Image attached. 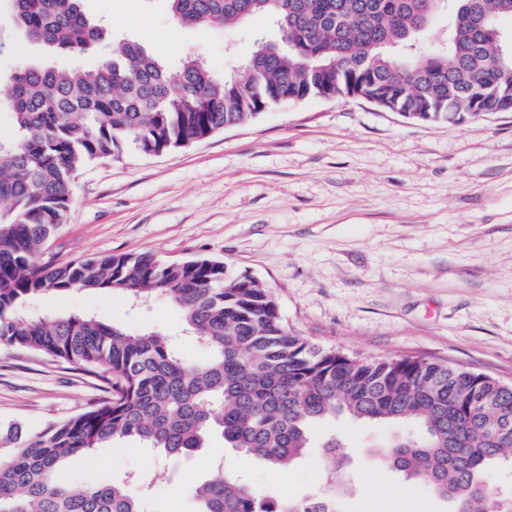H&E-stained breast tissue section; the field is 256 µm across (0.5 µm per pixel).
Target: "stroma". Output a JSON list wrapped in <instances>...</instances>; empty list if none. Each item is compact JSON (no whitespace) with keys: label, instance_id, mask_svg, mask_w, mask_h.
Wrapping results in <instances>:
<instances>
[{"label":"stroma","instance_id":"stroma-1","mask_svg":"<svg viewBox=\"0 0 512 512\" xmlns=\"http://www.w3.org/2000/svg\"><path fill=\"white\" fill-rule=\"evenodd\" d=\"M85 0L88 16L116 38L137 40L161 62L192 55L217 71L240 69L253 35L279 37L270 19L233 28L188 27L165 0ZM28 42L0 0V77L31 66L99 64ZM152 251L181 261L207 257L272 289L289 326L347 353L414 355L512 384V112L461 123H423L354 97L272 107L159 155L132 149L76 178L70 219L43 247L73 260ZM31 313H89L139 333H179L178 309L161 296L131 309L118 292H44ZM92 378L38 354L0 347V419L39 430L85 410ZM406 431L394 424L331 418L314 430L300 463L280 470L232 449L208 448L153 483L165 458L126 442L67 465L65 480L98 484L135 475L151 487V512H195V485L215 459L264 494H322L332 467L320 442L349 443L356 481L340 512H449L426 486L373 466L370 451Z\"/></svg>","mask_w":512,"mask_h":512}]
</instances>
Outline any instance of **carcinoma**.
I'll return each instance as SVG.
<instances>
[{
  "instance_id": "carcinoma-1",
  "label": "carcinoma",
  "mask_w": 512,
  "mask_h": 512,
  "mask_svg": "<svg viewBox=\"0 0 512 512\" xmlns=\"http://www.w3.org/2000/svg\"><path fill=\"white\" fill-rule=\"evenodd\" d=\"M188 25L233 27L265 16L280 40H254L242 73L227 78L186 56L170 68L135 41L112 59L72 69L10 74L0 106L13 137L0 139V346L25 349L94 377L102 398L76 416L32 430L0 420V512H150L133 477L72 485L65 466L129 441L177 465L210 447L249 453L272 469L310 447L311 427L338 415L367 423H412L419 434L372 453L407 484L428 485L451 512H512V489L490 480L512 460V384L447 362L325 348L288 326L257 278L198 257L152 252L45 261L41 246L67 223L78 171L128 148L159 154L185 147L268 108L311 97H357L426 123L512 112V0H167ZM23 36L75 57L97 54L104 27L84 0H11ZM444 14V42L431 38ZM124 293L133 305L165 296L182 313V335L204 345L193 362L161 328L132 335L93 316L24 313L44 291ZM322 478L327 494L272 500L224 462L193 492L197 512H337L352 478L340 441Z\"/></svg>"
}]
</instances>
